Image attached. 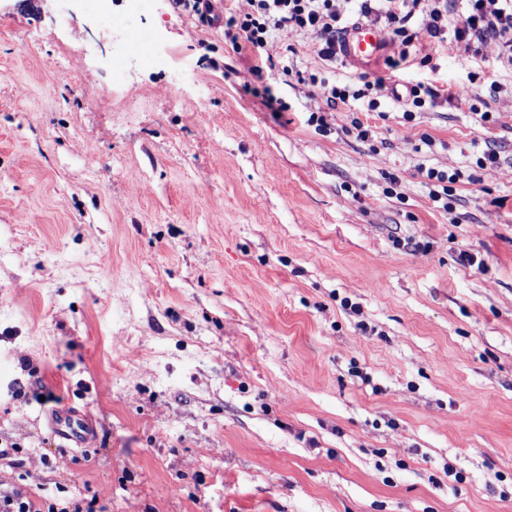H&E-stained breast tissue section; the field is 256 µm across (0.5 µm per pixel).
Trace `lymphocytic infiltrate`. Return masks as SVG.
<instances>
[{
	"label": "lymphocytic infiltrate",
	"instance_id": "1",
	"mask_svg": "<svg viewBox=\"0 0 512 512\" xmlns=\"http://www.w3.org/2000/svg\"><path fill=\"white\" fill-rule=\"evenodd\" d=\"M246 4V9L225 13L224 38L235 53L252 60L255 75L272 65L270 46L279 33L311 38L318 57L335 66L348 23L340 0H246ZM360 11L363 17L384 24L394 48L385 59L387 69L394 71L414 61L432 65L453 40L470 46L496 42L499 53L490 69L512 70V0H362ZM309 81L319 87L332 111L358 101L366 111L376 112L388 96L381 76L341 81L313 74ZM461 97V90L452 83L415 85L402 117L412 122L417 112Z\"/></svg>",
	"mask_w": 512,
	"mask_h": 512
}]
</instances>
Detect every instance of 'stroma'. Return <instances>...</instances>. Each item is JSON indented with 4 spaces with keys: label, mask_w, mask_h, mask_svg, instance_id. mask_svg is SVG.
Here are the masks:
<instances>
[{
    "label": "stroma",
    "mask_w": 512,
    "mask_h": 512,
    "mask_svg": "<svg viewBox=\"0 0 512 512\" xmlns=\"http://www.w3.org/2000/svg\"><path fill=\"white\" fill-rule=\"evenodd\" d=\"M124 37L141 52L116 56ZM498 52L450 43L384 114L331 112L280 68L324 71L310 39L278 36L255 77L223 5L0 0V482L40 512H512ZM434 80L464 100L404 123ZM425 168L459 173L447 207ZM63 405L90 447L52 436Z\"/></svg>",
    "instance_id": "1"
}]
</instances>
